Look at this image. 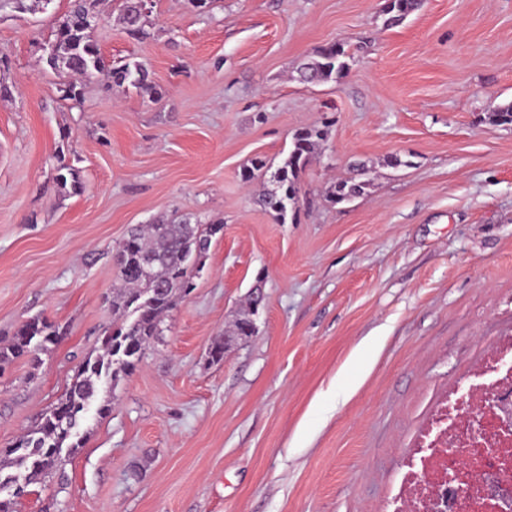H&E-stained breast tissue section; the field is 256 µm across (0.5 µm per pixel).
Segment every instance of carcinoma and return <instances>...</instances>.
Wrapping results in <instances>:
<instances>
[{
    "instance_id": "carcinoma-1",
    "label": "carcinoma",
    "mask_w": 512,
    "mask_h": 512,
    "mask_svg": "<svg viewBox=\"0 0 512 512\" xmlns=\"http://www.w3.org/2000/svg\"><path fill=\"white\" fill-rule=\"evenodd\" d=\"M102 0H70L69 10L56 27L51 42L55 44V61L48 65L61 77L70 81L60 85V98L78 101L84 88L107 74L112 85H129L150 95L160 92L149 80L145 65L133 58L109 63L102 56L94 32L86 22L101 14ZM420 0H390L387 11L390 21L397 23L416 10ZM148 14L142 12L134 0H121L119 20L131 35L144 32ZM346 53L339 44L321 52L319 58L302 64L300 76L308 83L326 82L341 78L348 64ZM488 121L497 126L512 125V103L489 113ZM326 130L314 127L296 132L291 140L287 157L275 171H269L264 160L254 158L243 167L242 179L250 182L258 176L270 174L272 188L260 198L262 206L276 219L285 221L289 207L298 201L299 174L312 162ZM57 187L64 192L84 189L79 171L69 163H61L55 177ZM365 183L355 178L342 179L330 189L331 202L340 204L363 193ZM220 231L212 224H192L187 220H160L144 228L133 230L120 244L118 252L123 261L118 264L119 283L113 286L108 300L112 312L117 314L119 326L105 338V355L87 358L65 394L43 417L39 428L21 438L8 450V457L0 459V480L4 470L15 466L28 475V484L43 481L62 468L58 455H73L81 448V440L70 432V426H81L85 419V406L98 402V413L112 409L109 395L103 394L102 380L115 381L121 374L132 370L140 361L151 339L158 335L166 314L190 289V279L197 266L190 264L192 257H201L211 244V238ZM149 272H144V267ZM260 302L250 298L249 307L234 322L232 334L237 336L244 325L257 313ZM44 336L43 344L57 341L58 330L40 317L22 323L10 341L0 346V369L33 352L28 336L35 332Z\"/></svg>"
}]
</instances>
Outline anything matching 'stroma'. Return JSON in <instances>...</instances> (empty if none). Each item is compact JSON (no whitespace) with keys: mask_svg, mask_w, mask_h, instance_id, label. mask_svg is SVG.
<instances>
[{"mask_svg":"<svg viewBox=\"0 0 512 512\" xmlns=\"http://www.w3.org/2000/svg\"><path fill=\"white\" fill-rule=\"evenodd\" d=\"M153 0L143 37L116 0L102 53L161 91L59 97L41 51L68 10L0 12V341L38 316L60 336L0 370V451L33 430L114 324L117 245L163 218L223 223L141 362L89 411L62 473L17 512H392L422 436L512 336V0ZM349 68L306 83L331 44ZM328 130L294 216L260 204L253 158ZM84 189L60 191V160ZM368 170L364 193L334 182ZM254 336L210 363L251 289ZM365 185L364 182L357 181L356 177L339 180L329 191L331 202L334 204L347 202L361 195Z\"/></svg>","mask_w":512,"mask_h":512,"instance_id":"obj_1","label":"stroma"}]
</instances>
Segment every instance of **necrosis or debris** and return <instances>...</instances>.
I'll return each mask as SVG.
<instances>
[{"label": "necrosis or debris", "mask_w": 512, "mask_h": 512, "mask_svg": "<svg viewBox=\"0 0 512 512\" xmlns=\"http://www.w3.org/2000/svg\"><path fill=\"white\" fill-rule=\"evenodd\" d=\"M508 354L512 338L492 349L482 371L484 380L466 401L443 405L411 458L392 512H482L489 492H512V439L501 440L499 420L485 407L492 390L512 407V373L504 361ZM468 411L480 415V432L464 424ZM454 470L459 479L445 482L444 474Z\"/></svg>", "instance_id": "obj_1"}]
</instances>
